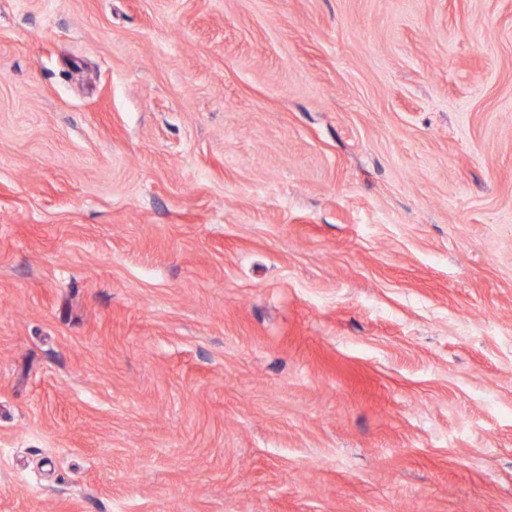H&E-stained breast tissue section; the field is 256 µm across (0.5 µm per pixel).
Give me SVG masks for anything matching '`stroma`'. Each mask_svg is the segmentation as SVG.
Segmentation results:
<instances>
[{
  "label": "stroma",
  "mask_w": 512,
  "mask_h": 512,
  "mask_svg": "<svg viewBox=\"0 0 512 512\" xmlns=\"http://www.w3.org/2000/svg\"><path fill=\"white\" fill-rule=\"evenodd\" d=\"M0 512H512V0H0Z\"/></svg>",
  "instance_id": "1"
}]
</instances>
